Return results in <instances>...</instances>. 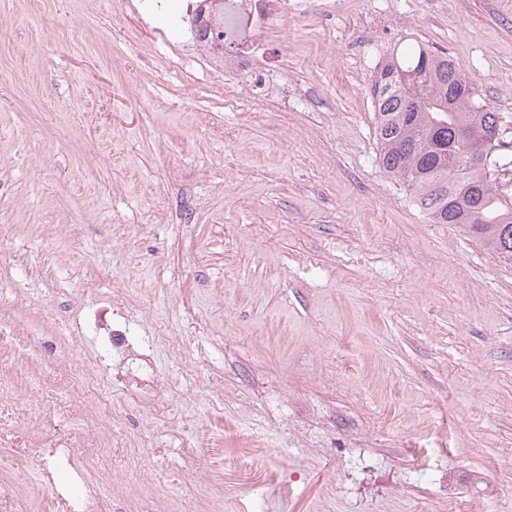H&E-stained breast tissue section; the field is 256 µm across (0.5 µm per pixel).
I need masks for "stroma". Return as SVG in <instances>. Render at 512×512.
<instances>
[{
  "label": "stroma",
  "instance_id": "35a3bbf8",
  "mask_svg": "<svg viewBox=\"0 0 512 512\" xmlns=\"http://www.w3.org/2000/svg\"><path fill=\"white\" fill-rule=\"evenodd\" d=\"M0 0V307L128 336L164 387L110 436L113 512H512V268L378 159L406 37L512 121V0H341L271 32L261 103L166 41L185 0ZM126 296H118V289Z\"/></svg>",
  "mask_w": 512,
  "mask_h": 512
}]
</instances>
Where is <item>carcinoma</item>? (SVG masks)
<instances>
[{
  "mask_svg": "<svg viewBox=\"0 0 512 512\" xmlns=\"http://www.w3.org/2000/svg\"><path fill=\"white\" fill-rule=\"evenodd\" d=\"M379 161L433 224H455L512 267V197L496 175L508 127L450 57L394 46L370 77Z\"/></svg>",
  "mask_w": 512,
  "mask_h": 512,
  "instance_id": "obj_1",
  "label": "carcinoma"
}]
</instances>
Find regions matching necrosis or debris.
I'll return each instance as SVG.
<instances>
[{"mask_svg":"<svg viewBox=\"0 0 512 512\" xmlns=\"http://www.w3.org/2000/svg\"><path fill=\"white\" fill-rule=\"evenodd\" d=\"M334 0H224V43L234 55L216 60L225 88L257 98L266 37L278 26L288 37L289 19L334 9ZM0 336V512H112L98 483L109 470L112 398L96 365L75 367L71 392L89 409L82 421L58 431L31 382L64 356V340L36 331L28 312L8 313Z\"/></svg>","mask_w":512,"mask_h":512,"instance_id":"4bbe7bcc","label":"necrosis or debris"}]
</instances>
